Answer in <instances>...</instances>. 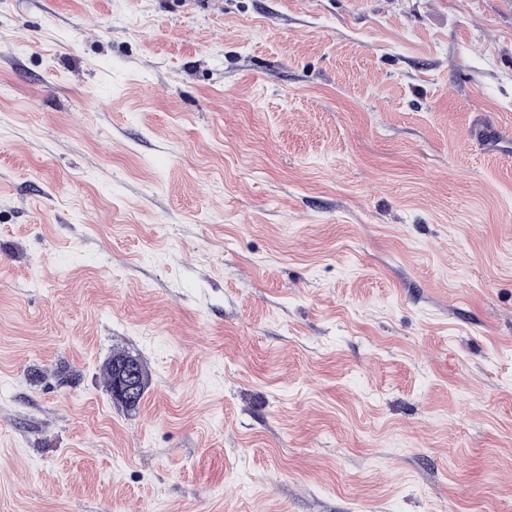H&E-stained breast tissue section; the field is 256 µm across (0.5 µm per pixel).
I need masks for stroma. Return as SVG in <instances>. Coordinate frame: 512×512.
Returning <instances> with one entry per match:
<instances>
[{"mask_svg":"<svg viewBox=\"0 0 512 512\" xmlns=\"http://www.w3.org/2000/svg\"><path fill=\"white\" fill-rule=\"evenodd\" d=\"M481 122L512 0H0V512H512ZM126 358H132L136 360L137 363V372H138V380H139V392L137 396L133 399H124L114 393V386H115V363L117 361L126 359ZM104 378L106 387L108 388V391L112 395V399L117 401L122 407H124L126 410H135L138 405L140 404L146 390L148 387V373L146 371V368L144 367L142 361L135 356L125 354V353H116L112 355V358L109 359V361L106 363L105 369H104Z\"/></svg>","mask_w":512,"mask_h":512,"instance_id":"obj_1","label":"stroma"}]
</instances>
